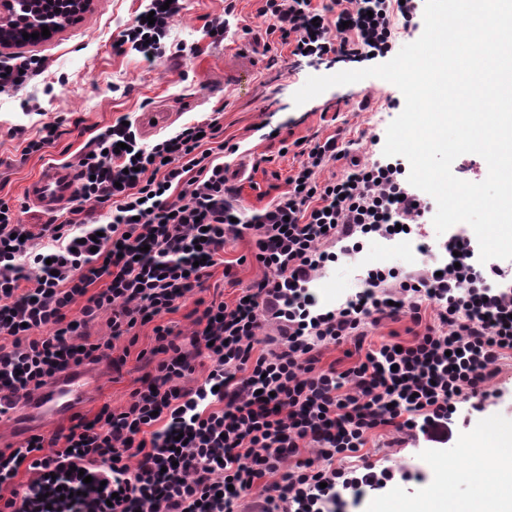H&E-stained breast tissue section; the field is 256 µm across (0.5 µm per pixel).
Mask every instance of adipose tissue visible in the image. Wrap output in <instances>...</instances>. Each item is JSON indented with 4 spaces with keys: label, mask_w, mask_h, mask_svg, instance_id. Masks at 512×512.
Listing matches in <instances>:
<instances>
[{
    "label": "adipose tissue",
    "mask_w": 512,
    "mask_h": 512,
    "mask_svg": "<svg viewBox=\"0 0 512 512\" xmlns=\"http://www.w3.org/2000/svg\"><path fill=\"white\" fill-rule=\"evenodd\" d=\"M507 444L512 445V435L495 438L487 434L476 441L480 455L473 458L463 474L479 487L478 496L452 504L447 496L437 495L407 512H504L512 507V465L495 453L496 448Z\"/></svg>",
    "instance_id": "obj_1"
}]
</instances>
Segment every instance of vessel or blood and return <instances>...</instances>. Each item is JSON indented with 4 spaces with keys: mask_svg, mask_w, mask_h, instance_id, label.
I'll use <instances>...</instances> for the list:
<instances>
[{
    "mask_svg": "<svg viewBox=\"0 0 512 512\" xmlns=\"http://www.w3.org/2000/svg\"><path fill=\"white\" fill-rule=\"evenodd\" d=\"M171 119L166 107H154L140 115L139 129L141 133L147 134L155 131L156 127L167 125ZM75 188L74 165L67 162L52 164L27 184L25 197L30 205L45 212H53L73 198ZM95 382L92 373L73 368L61 373L32 398L19 400L18 405L45 419L62 417L89 397Z\"/></svg>",
    "mask_w": 512,
    "mask_h": 512,
    "instance_id": "b4317fda",
    "label": "vessel or blood"
}]
</instances>
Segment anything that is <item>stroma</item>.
I'll list each match as a JSON object with an SVG mask.
<instances>
[{
	"instance_id": "35a3bbf8",
	"label": "stroma",
	"mask_w": 512,
	"mask_h": 512,
	"mask_svg": "<svg viewBox=\"0 0 512 512\" xmlns=\"http://www.w3.org/2000/svg\"><path fill=\"white\" fill-rule=\"evenodd\" d=\"M228 6L241 30L226 40H213L207 27L223 20ZM258 6V0H185L167 39L170 55L151 66L136 53L120 55L112 48L141 11L142 0H94L80 23L29 48V55L42 63L40 74L20 90L0 94V198L14 205L22 223H46L51 216L27 203L25 184L49 164L74 161L91 131L104 130L122 117L137 120L159 103L173 111L174 120L144 136V143H156L184 124L219 113L224 140L239 144L240 157L248 163L249 178L237 187L239 203L249 213L263 209L288 189L286 175L299 158L281 154L283 141L338 134L351 142L354 155L361 159L381 158L386 129L404 108L400 90L372 77L332 87L295 105L293 96L308 77L364 69L374 61H343L332 55L293 57L287 46L267 35ZM48 121L60 123L61 137L43 152L24 154L26 140L35 137L41 124ZM422 232L431 247L426 254L417 251L418 241L413 238L399 246L378 235L364 238L362 252L339 256L312 282L313 291L324 304L337 305L362 286L353 278V270L381 266L407 273L445 262L433 224H424ZM224 258L232 269H213L205 297L229 303L242 289L262 279L265 269L255 260L246 237L228 240ZM137 333L135 346H126L121 340L116 343L117 348L130 350L120 370L95 366L99 385L82 406V413L94 415L105 403L121 407L138 387L147 371L138 354L151 347L153 332L147 325ZM499 368L494 383L505 388V396L485 412L457 422L447 445L423 441L387 448L382 437L373 438L375 457L387 459L392 466L422 469L429 478L423 483L402 482L376 493L367 512H397L443 483L452 500L477 495V487L458 474L467 460L468 441L491 423L512 429V356L502 359Z\"/></svg>"
}]
</instances>
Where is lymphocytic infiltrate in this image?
<instances>
[{
	"instance_id": "f902f5d3",
	"label": "lymphocytic infiltrate",
	"mask_w": 512,
	"mask_h": 512,
	"mask_svg": "<svg viewBox=\"0 0 512 512\" xmlns=\"http://www.w3.org/2000/svg\"><path fill=\"white\" fill-rule=\"evenodd\" d=\"M259 2L267 34L295 57H384L393 18L419 28L418 0ZM146 9L153 21L135 19L114 48L151 64L183 5ZM221 130L214 117L152 145L119 123L95 134L75 160L78 222L36 232L0 199V393L29 395L105 359L120 368L116 341L153 328L150 369L125 406L0 449V512H344L392 486L373 436L445 444L460 405L483 411L512 355V279L480 262L467 225L449 229L439 269L368 270L361 291L324 309L310 284L333 247L394 238L396 225L423 223L428 200L403 161H362L334 135L302 141L287 192L246 214L227 176L239 146ZM343 159V176L319 182ZM103 205L106 222L87 223ZM246 235L265 276L233 303L206 301L226 239ZM186 305L185 339L163 317ZM105 312L109 334L91 339ZM405 315L410 339L369 343L370 327ZM347 342L361 359L320 367L323 348ZM202 357L206 375L186 385Z\"/></svg>"
}]
</instances>
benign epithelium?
I'll use <instances>...</instances> for the list:
<instances>
[{
	"label": "benign epithelium",
	"mask_w": 512,
	"mask_h": 512,
	"mask_svg": "<svg viewBox=\"0 0 512 512\" xmlns=\"http://www.w3.org/2000/svg\"><path fill=\"white\" fill-rule=\"evenodd\" d=\"M93 0H0V50L20 48L45 40L42 27L50 35L83 19ZM38 34L26 39L23 34Z\"/></svg>",
	"instance_id": "benign-epithelium-1"
}]
</instances>
